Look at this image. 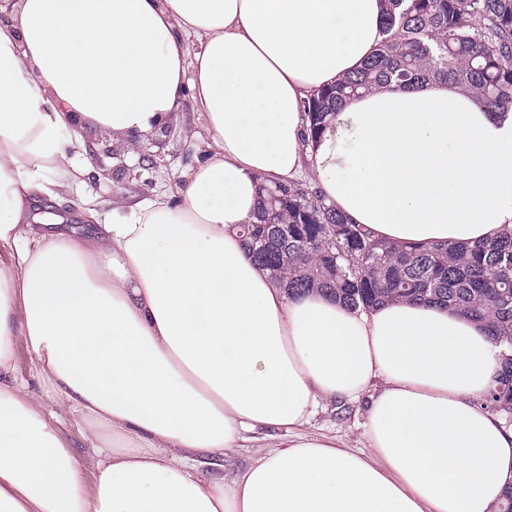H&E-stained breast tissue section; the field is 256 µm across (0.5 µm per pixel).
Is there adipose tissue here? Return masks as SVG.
<instances>
[{"label": "adipose tissue", "instance_id": "ef3b65f1", "mask_svg": "<svg viewBox=\"0 0 512 512\" xmlns=\"http://www.w3.org/2000/svg\"><path fill=\"white\" fill-rule=\"evenodd\" d=\"M7 3L0 512H500L512 430L478 403L503 370L483 323L443 305L288 296L239 227L259 182L305 178L378 239L512 233V115L450 84L383 89L305 144L304 102L371 56L382 0ZM187 89L211 151L179 202L117 198L101 224L87 196L86 228L35 213L84 186L85 125L136 147ZM22 353L54 406L28 392ZM362 398L366 449L307 433L323 402ZM259 430L285 439L225 478Z\"/></svg>", "mask_w": 512, "mask_h": 512}]
</instances>
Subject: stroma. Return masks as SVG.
Returning a JSON list of instances; mask_svg holds the SVG:
<instances>
[{"instance_id": "1", "label": "stroma", "mask_w": 512, "mask_h": 512, "mask_svg": "<svg viewBox=\"0 0 512 512\" xmlns=\"http://www.w3.org/2000/svg\"><path fill=\"white\" fill-rule=\"evenodd\" d=\"M209 152V139L203 120L196 112L191 94H184L181 110L164 128L143 137L136 152L125 153L123 159L103 158L92 166L84 191L95 197L101 212H108L112 193L121 194L128 203L136 204L164 193L178 198L180 176L203 163ZM155 155L158 166L142 171L138 177L119 172L118 162L135 164L140 154ZM365 408L363 403H330L320 408L308 430L312 433H334L348 447L365 445Z\"/></svg>"}]
</instances>
